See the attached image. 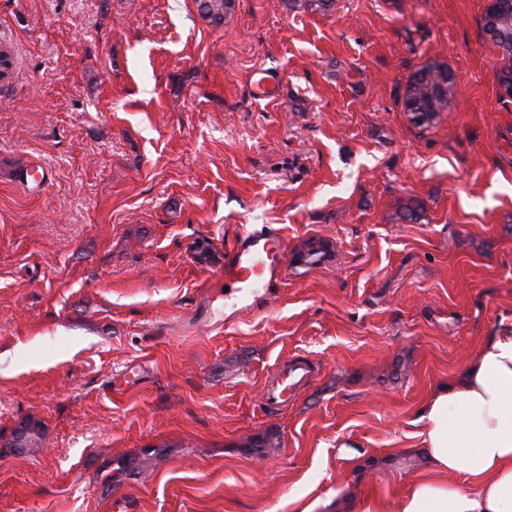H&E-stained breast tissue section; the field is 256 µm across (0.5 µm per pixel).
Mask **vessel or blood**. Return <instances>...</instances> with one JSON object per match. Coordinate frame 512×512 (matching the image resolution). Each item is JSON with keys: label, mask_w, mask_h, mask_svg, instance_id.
Listing matches in <instances>:
<instances>
[{"label": "vessel or blood", "mask_w": 512, "mask_h": 512, "mask_svg": "<svg viewBox=\"0 0 512 512\" xmlns=\"http://www.w3.org/2000/svg\"><path fill=\"white\" fill-rule=\"evenodd\" d=\"M288 250L276 230L255 228L238 235L224 260V284L238 303L257 301L282 283ZM315 375L313 367L297 359L277 370L263 398L267 405L286 403L297 387Z\"/></svg>", "instance_id": "vessel-or-blood-1"}]
</instances>
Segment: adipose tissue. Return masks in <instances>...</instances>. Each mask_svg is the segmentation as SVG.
Instances as JSON below:
<instances>
[{
    "instance_id": "obj_1",
    "label": "adipose tissue",
    "mask_w": 512,
    "mask_h": 512,
    "mask_svg": "<svg viewBox=\"0 0 512 512\" xmlns=\"http://www.w3.org/2000/svg\"><path fill=\"white\" fill-rule=\"evenodd\" d=\"M419 422L428 473L392 512H512V322L485 339L458 381L431 393ZM459 473L473 489L448 483Z\"/></svg>"
}]
</instances>
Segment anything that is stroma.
Instances as JSON below:
<instances>
[{
    "label": "stroma",
    "mask_w": 512,
    "mask_h": 512,
    "mask_svg": "<svg viewBox=\"0 0 512 512\" xmlns=\"http://www.w3.org/2000/svg\"><path fill=\"white\" fill-rule=\"evenodd\" d=\"M485 6L0 0V512H359L425 474L421 408L512 320ZM432 62L454 91L419 127ZM264 225L288 267L240 311L224 250ZM292 358L316 375L267 409ZM198 11L214 24H221L224 18L231 14L235 0H197ZM453 78L444 65L431 63L417 70L407 81L404 104L406 111L429 112L433 119L418 126L431 125L440 112L448 108V90Z\"/></svg>",
    "instance_id": "35a3bbf8"
}]
</instances>
